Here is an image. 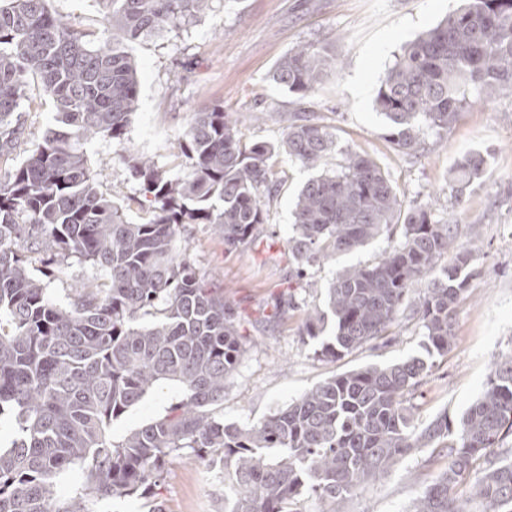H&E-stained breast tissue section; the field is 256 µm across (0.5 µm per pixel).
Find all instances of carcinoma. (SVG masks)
<instances>
[{
  "instance_id": "carcinoma-1",
  "label": "carcinoma",
  "mask_w": 512,
  "mask_h": 512,
  "mask_svg": "<svg viewBox=\"0 0 512 512\" xmlns=\"http://www.w3.org/2000/svg\"><path fill=\"white\" fill-rule=\"evenodd\" d=\"M112 40L94 44L54 15L48 0H0V416L16 437L0 448V512H92L89 504L157 484L167 462L189 455L221 465L235 495L228 512H294L308 495L324 503L370 483L400 457L436 445L447 464L416 497L412 512H512V459L496 453L512 433V355L494 362L486 388L459 420L423 429L406 406L433 358L448 353L453 317L477 275L456 247L453 225L435 203L404 208L380 163L337 149L333 128L304 109L288 113L285 137L248 141L224 107L198 110L179 148L186 170L172 173L131 152L119 155L149 198L131 223L99 189L84 151L104 136L121 142L139 97L131 42L180 30L212 0H101ZM340 70L336 53L310 42L277 64L271 80L301 101ZM36 85L59 130L16 158L24 143L21 102ZM512 93V0H461L434 27L406 43L380 81L376 110L392 144L421 146L423 126L446 131L468 105ZM335 153L336 169L308 179L293 211L288 260L297 275L356 251L400 226L372 264L345 268L325 307L307 310L304 333L336 359L391 334L419 292L425 356L333 375L250 426L224 423V383L244 353L224 293L178 250L185 224H210L232 253L267 221L278 191L276 160L316 169ZM479 152L460 157L449 182L462 199L483 176ZM450 258L445 263L443 259ZM70 259L103 273L60 302L33 274ZM161 381L183 397L163 415L115 441L112 421ZM485 464L458 491L475 461ZM81 470L76 495L59 499L57 478Z\"/></svg>"
}]
</instances>
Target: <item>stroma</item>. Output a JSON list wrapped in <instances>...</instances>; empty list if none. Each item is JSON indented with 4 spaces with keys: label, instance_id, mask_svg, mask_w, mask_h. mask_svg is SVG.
Wrapping results in <instances>:
<instances>
[{
    "label": "stroma",
    "instance_id": "obj_1",
    "mask_svg": "<svg viewBox=\"0 0 512 512\" xmlns=\"http://www.w3.org/2000/svg\"><path fill=\"white\" fill-rule=\"evenodd\" d=\"M458 0H212L210 10L180 31L131 44L140 96L126 138H97L85 146L101 191L123 204L128 221L144 213L134 204L139 184L113 156L127 150L173 172L186 159L178 141L192 112L214 105L225 111L269 113L252 124L247 138L281 139L283 112L299 107L294 96L271 80L288 51L302 42H319L335 51L340 71L328 75L307 107L334 126L340 147L375 157L404 194L406 202L425 201L445 189L448 175L466 152L488 158L482 178L463 202L445 194V213L455 216L456 241L472 250L478 271L466 299L455 311L454 336L436 358L422 385L410 398L414 423L425 427L440 416L457 425L479 396L494 361L512 354V95L465 108L446 132L421 134L419 152L398 151L389 139L385 117L375 108L380 79L407 42L453 11ZM50 10L74 27L104 37L99 0H49ZM284 181L270 204L268 223L259 225L253 243L225 253L224 241L210 225L187 224L177 237L208 283L223 289L236 310L246 351L224 385V420L251 424L285 407L325 379L369 364H389L423 353L422 329L415 302L405 304L390 341L366 344L341 357H321V338L304 336L305 305H324L337 273L375 261L386 237L365 248L328 259L304 281L291 277L287 242L293 234L295 196L312 172L278 158ZM294 293L297 307L274 322L262 313L274 298ZM180 396L165 383L150 390L111 427L121 439L164 414ZM446 461L429 448L415 450L373 482L336 503V512H408L412 500L444 470ZM165 512H224L233 492L219 467L183 457L172 461L157 488Z\"/></svg>",
    "mask_w": 512,
    "mask_h": 512
}]
</instances>
